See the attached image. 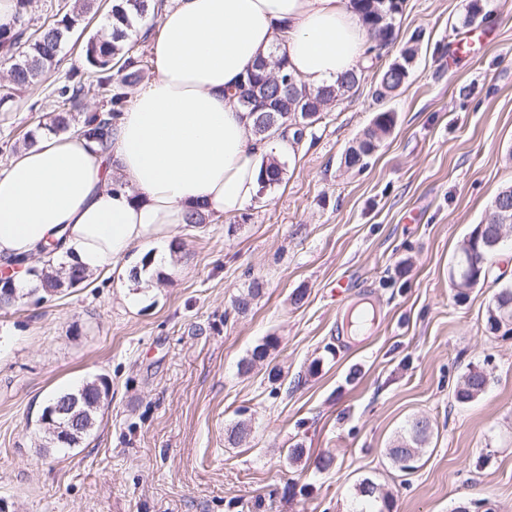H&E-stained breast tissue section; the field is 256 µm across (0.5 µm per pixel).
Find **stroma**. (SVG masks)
<instances>
[{
	"label": "stroma",
	"instance_id": "obj_1",
	"mask_svg": "<svg viewBox=\"0 0 512 512\" xmlns=\"http://www.w3.org/2000/svg\"><path fill=\"white\" fill-rule=\"evenodd\" d=\"M95 0L38 85L0 111V171L45 113L30 111L107 30ZM404 0L397 46L421 34L407 83L384 107L396 125L363 171L345 149L381 105L373 82L321 112L285 174L235 216L180 226L173 262L146 288L118 272L0 309V512H354L371 478L391 512H455L482 498L512 512V339L486 309L512 284V238L492 278L454 296L455 257L497 191L512 185V0ZM473 30L475 53L451 59ZM346 279V300L336 282ZM263 293L234 308L253 280ZM300 304H293L296 292ZM275 349L240 363L266 338ZM489 374L467 404L470 366ZM110 403L73 448L44 449L40 418L60 391L97 378ZM427 419L417 469L388 450ZM251 433L229 445L228 430ZM302 444L301 462L287 450ZM331 453V470L315 458ZM488 377L483 368L474 366L468 369L463 381L455 391L454 397L458 403L465 404L481 396L488 385Z\"/></svg>",
	"mask_w": 512,
	"mask_h": 512
}]
</instances>
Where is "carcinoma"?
I'll return each instance as SVG.
<instances>
[{"mask_svg":"<svg viewBox=\"0 0 512 512\" xmlns=\"http://www.w3.org/2000/svg\"><path fill=\"white\" fill-rule=\"evenodd\" d=\"M22 11L12 24L0 26V52L11 60L9 86L0 90V105L11 98L13 92L27 90L40 82L47 69L56 65L63 46L80 20V14L66 13L49 23H43L33 32H27L24 15L30 0H19ZM370 38L377 41V47L388 49L394 44L393 20L402 10L403 0H352ZM164 6L163 0H112L108 17L123 22V27L113 28L111 39L104 37L89 38L84 47V57L89 71L96 77V84L103 98L102 108L92 113L86 112L77 121L72 111L81 107L85 83L83 74L72 71L63 81L53 88L50 97L52 103V130L64 133L73 130L85 137L92 138L100 145L102 152L110 148L112 120L116 119L127 103L125 88L140 81L147 62L137 55L136 46L139 37H147L151 27L140 33L139 25L149 18H157ZM490 14L484 12L483 0H468L464 22H485ZM410 45L402 48L393 61L384 69L377 71L373 85L376 102H383L407 82L411 62L418 51L419 38L409 39ZM363 67L340 77L336 83L313 89L300 77L286 69L285 56L270 63L259 59L247 70L240 88L239 97L244 111L254 117V132L261 139H270L280 133L279 139L292 141L297 145L305 140L313 124L317 122L319 112L329 104L348 96L361 81L365 80ZM396 123L395 113L381 110L372 122L362 131L344 153V163L349 169L362 170L368 159L376 152L383 138L388 135ZM302 124L306 130L297 128ZM284 168L273 161L266 164L260 175L261 187H271L283 179ZM479 244L473 237H467L461 246L453 269L457 274L456 296L464 299L471 284L463 283L464 271L472 263H477L481 271L478 283L488 281L498 254L496 242L507 229L512 227V185L502 188L492 200L481 220ZM28 273L38 281V286L19 294L39 295V299L54 296L69 288H76L90 279L84 271L71 268L63 271L59 268L53 273L43 269L31 268ZM486 326L490 333L501 334V338L512 336V288L498 289L486 312ZM488 385L485 370L474 366L468 369L463 381L455 391V400L468 403L481 396ZM84 392L86 397L97 400L100 394H109L106 382H94L77 389L60 392L55 398L61 399L72 394ZM428 437L427 422L415 419L405 432L396 440L389 456L404 474L409 470L402 464L406 458L418 455V449ZM355 495L367 504V512H390L387 497L380 495L377 484L365 478L355 487Z\"/></svg>","mask_w":512,"mask_h":512,"instance_id":"1","label":"carcinoma"}]
</instances>
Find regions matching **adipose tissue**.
Listing matches in <instances>:
<instances>
[{"label": "adipose tissue", "mask_w": 512, "mask_h": 512, "mask_svg": "<svg viewBox=\"0 0 512 512\" xmlns=\"http://www.w3.org/2000/svg\"><path fill=\"white\" fill-rule=\"evenodd\" d=\"M150 75L112 124V146L38 136L0 172V266L15 288L29 267L97 275L137 245L166 239L189 210L242 212L266 158L290 152L253 131L238 84L273 49L313 88L368 65L351 0H172L149 34Z\"/></svg>", "instance_id": "1"}]
</instances>
